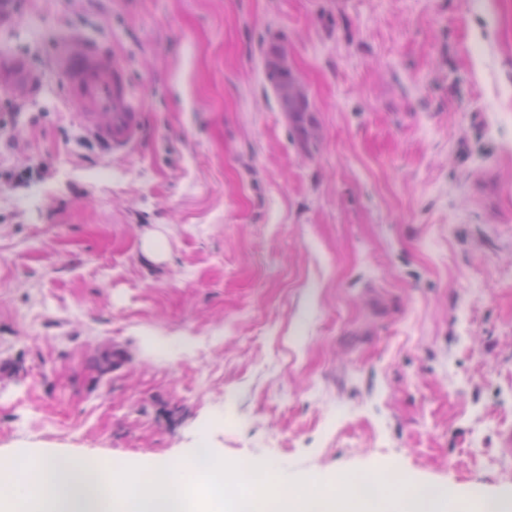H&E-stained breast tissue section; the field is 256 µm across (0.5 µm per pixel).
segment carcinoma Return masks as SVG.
<instances>
[{"label":"carcinoma","instance_id":"obj_1","mask_svg":"<svg viewBox=\"0 0 512 512\" xmlns=\"http://www.w3.org/2000/svg\"><path fill=\"white\" fill-rule=\"evenodd\" d=\"M265 68L281 109L289 114L302 148H308L310 129L307 113L310 105L307 92L288 67L287 51L281 44H273L265 52Z\"/></svg>","mask_w":512,"mask_h":512}]
</instances>
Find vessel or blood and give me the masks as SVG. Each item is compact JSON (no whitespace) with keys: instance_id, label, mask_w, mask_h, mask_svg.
<instances>
[{"instance_id":"obj_1","label":"vessel or blood","mask_w":512,"mask_h":512,"mask_svg":"<svg viewBox=\"0 0 512 512\" xmlns=\"http://www.w3.org/2000/svg\"><path fill=\"white\" fill-rule=\"evenodd\" d=\"M58 71L87 130L112 151L127 152L140 136L141 105L119 58L78 34L57 54ZM9 89L27 95L39 82L23 58H15L4 77Z\"/></svg>"}]
</instances>
